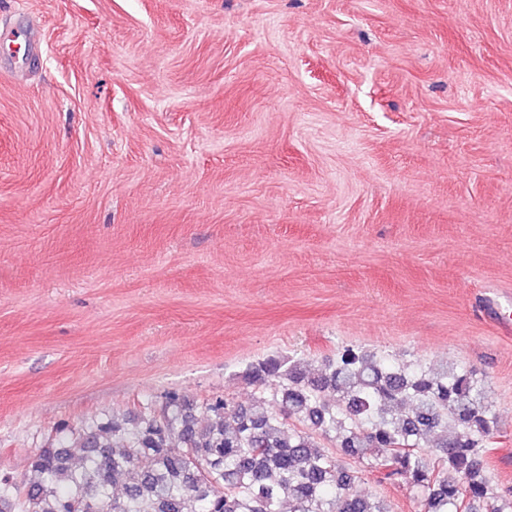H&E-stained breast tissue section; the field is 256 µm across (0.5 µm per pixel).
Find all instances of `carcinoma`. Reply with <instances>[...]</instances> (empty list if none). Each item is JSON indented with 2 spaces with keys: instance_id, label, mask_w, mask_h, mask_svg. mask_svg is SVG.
Returning a JSON list of instances; mask_svg holds the SVG:
<instances>
[{
  "instance_id": "carcinoma-1",
  "label": "carcinoma",
  "mask_w": 512,
  "mask_h": 512,
  "mask_svg": "<svg viewBox=\"0 0 512 512\" xmlns=\"http://www.w3.org/2000/svg\"><path fill=\"white\" fill-rule=\"evenodd\" d=\"M242 378L276 410L169 393L158 412L57 436L24 490L0 478V512H282L286 500L292 512H393L353 492L361 472L416 489L422 512H512L484 469L499 422L473 370L343 345L315 378L274 356Z\"/></svg>"
}]
</instances>
